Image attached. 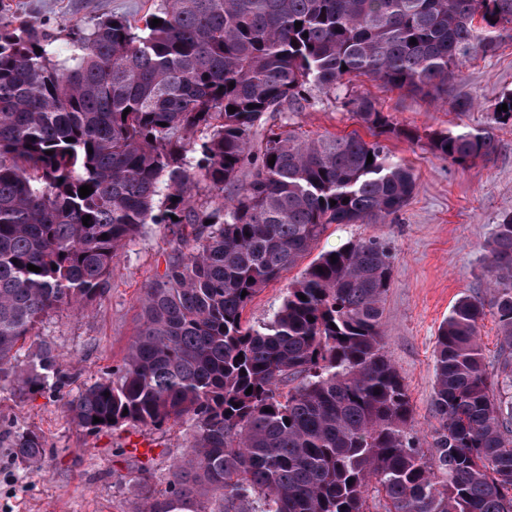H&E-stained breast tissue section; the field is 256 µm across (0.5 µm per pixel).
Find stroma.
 <instances>
[{
  "label": "stroma",
  "mask_w": 512,
  "mask_h": 512,
  "mask_svg": "<svg viewBox=\"0 0 512 512\" xmlns=\"http://www.w3.org/2000/svg\"><path fill=\"white\" fill-rule=\"evenodd\" d=\"M13 14L48 33L76 19L141 18L158 0H5ZM357 93L376 98L398 124L419 133L486 129L498 150L491 160L461 168L433 155L425 142L388 140L396 158L413 170L417 187L408 204L386 224H329L307 259L260 291L245 310L258 326L273 319L288 285L311 260L358 240L390 248L392 281L385 302L384 350L408 388L412 425L430 444L438 425L432 407L438 329L464 296L491 300L483 273L485 245L500 215L512 211V124L495 123L497 102L512 90V36L495 55H473L449 87V102H429L365 78ZM472 98L469 112L456 111L453 96ZM288 130L304 137L344 135L363 125L341 99L314 92L305 111L291 114ZM175 237L146 225L116 261L105 294L88 312L62 309L40 323L34 341L49 343L59 364L76 375L62 392L0 391V512H133L141 487L165 490L173 466L188 452V425L162 429L127 424L90 432L68 412L69 401L121 364L139 317L138 299L165 270ZM34 431L46 444L37 465L16 459L13 438Z\"/></svg>",
  "instance_id": "35a3bbf8"
}]
</instances>
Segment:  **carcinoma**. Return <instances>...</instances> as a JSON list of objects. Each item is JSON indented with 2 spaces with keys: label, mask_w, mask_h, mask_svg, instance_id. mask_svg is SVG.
<instances>
[{
  "label": "carcinoma",
  "mask_w": 512,
  "mask_h": 512,
  "mask_svg": "<svg viewBox=\"0 0 512 512\" xmlns=\"http://www.w3.org/2000/svg\"><path fill=\"white\" fill-rule=\"evenodd\" d=\"M508 31L512 0H161L142 26L112 15L56 36L0 12V389L72 384L47 344L15 373L17 345L55 310L92 306L124 247L164 224L178 244L140 297L122 365L69 404L91 432L192 429L190 458L136 512H253V499L258 512H370L371 499L383 512H512V212L484 266L501 360L485 361L484 301L461 298L437 336L429 448L384 351L381 242L320 255L270 323L244 318L326 225L407 205L416 177L383 139L424 138L463 168L497 152L486 131L400 126L352 82L437 101ZM313 90L344 93L375 140L282 132ZM200 182L210 199H193ZM12 448L30 465L45 454L33 431Z\"/></svg>",
  "instance_id": "cac0c4a2"
}]
</instances>
